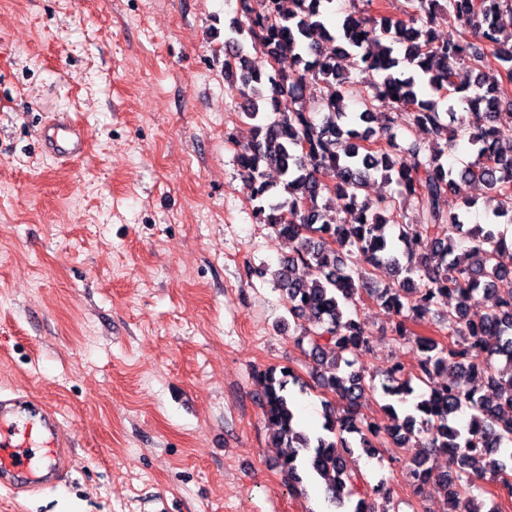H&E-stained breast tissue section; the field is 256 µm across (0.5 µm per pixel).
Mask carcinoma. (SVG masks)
Masks as SVG:
<instances>
[{
    "mask_svg": "<svg viewBox=\"0 0 512 512\" xmlns=\"http://www.w3.org/2000/svg\"><path fill=\"white\" fill-rule=\"evenodd\" d=\"M333 2L289 0L285 9L282 0H239L241 17L224 40L225 77L253 122L236 163L256 222L294 243L275 283L300 327L298 343L309 347L314 388L336 400L326 402L323 432L309 433L287 389L302 393L308 384L291 371L265 370L257 372L259 406L275 445L288 449L279 462L288 483L298 489L307 476L323 479L338 509L391 512L373 502L377 494L390 499L387 489L362 486L352 465L354 449L373 454L379 443L419 449L408 459L411 475L435 484L445 512H498L481 496L486 479L512 495V294L483 314L470 310L512 274V248L500 212L465 228L475 200L463 186L479 183L512 205V127L499 124L500 107H512L503 94L512 83V0H406L404 20L338 17ZM439 15L448 24L442 37ZM252 49L272 60L268 72L252 70ZM348 54L381 75L359 112L345 111L349 78L340 59ZM460 65L473 74L466 86L456 83ZM310 82L320 112L301 106ZM381 100L409 112L422 136L400 137L393 113L378 111ZM459 139L475 152L460 169L443 162ZM271 170L283 177L275 194ZM376 178L396 184V193L359 200ZM363 292L396 314L395 333L412 337L417 351L414 367L385 370L382 409L392 424L384 429L359 413L366 375L355 357L369 348L356 308ZM436 313L448 322L446 339L409 328ZM439 372L448 384L415 393L413 381L427 384ZM473 378L485 392L467 385ZM412 394L411 409L397 410ZM438 456L447 468L430 463Z\"/></svg>",
    "mask_w": 512,
    "mask_h": 512,
    "instance_id": "1",
    "label": "carcinoma"
}]
</instances>
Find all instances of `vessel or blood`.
<instances>
[{
    "label": "vessel or blood",
    "instance_id": "b4317fda",
    "mask_svg": "<svg viewBox=\"0 0 512 512\" xmlns=\"http://www.w3.org/2000/svg\"><path fill=\"white\" fill-rule=\"evenodd\" d=\"M41 141L56 160L86 152L82 129L68 115L44 125ZM57 428L55 415L28 397L0 400V485L35 493L57 480L65 467Z\"/></svg>",
    "mask_w": 512,
    "mask_h": 512
}]
</instances>
